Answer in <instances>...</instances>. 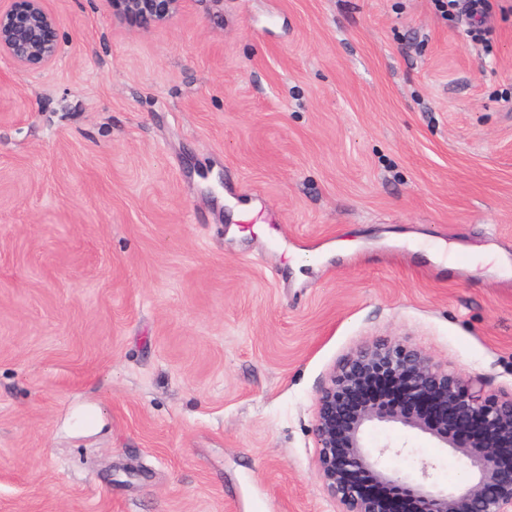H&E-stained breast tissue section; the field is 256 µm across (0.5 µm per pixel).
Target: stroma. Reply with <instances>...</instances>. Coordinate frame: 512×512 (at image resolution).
Returning <instances> with one entry per match:
<instances>
[{"instance_id": "35a3bbf8", "label": "stroma", "mask_w": 512, "mask_h": 512, "mask_svg": "<svg viewBox=\"0 0 512 512\" xmlns=\"http://www.w3.org/2000/svg\"><path fill=\"white\" fill-rule=\"evenodd\" d=\"M45 5L58 60L0 59V512H336L316 398L377 341L512 394V0L483 46L435 0ZM114 18H138L145 26L166 22L176 14L184 0H108Z\"/></svg>"}]
</instances>
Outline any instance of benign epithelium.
Returning <instances> with one entry per match:
<instances>
[{
  "label": "benign epithelium",
  "instance_id": "1",
  "mask_svg": "<svg viewBox=\"0 0 512 512\" xmlns=\"http://www.w3.org/2000/svg\"><path fill=\"white\" fill-rule=\"evenodd\" d=\"M184 0H108L115 18L135 17L145 26L166 22ZM59 21L45 0H8L0 4V57L20 73H34L52 65L61 43ZM369 374L405 377L398 387L405 399L421 398L443 416L473 430L469 437L453 435L445 425H431L419 417L389 412L370 403L358 408L338 443L337 421L347 395H356ZM399 424L437 439L466 460L473 480L460 488L443 490L432 481L435 465L419 462L412 473L381 467L388 453L400 454L390 444L374 450L365 442L373 424ZM317 469L327 497L337 512H512V478L502 475L512 462V395L487 398L477 384L458 377L432 361L421 349L399 342H378L357 350L333 370L320 389L312 430ZM371 473L381 496L367 499L346 480L347 472Z\"/></svg>",
  "mask_w": 512,
  "mask_h": 512
}]
</instances>
